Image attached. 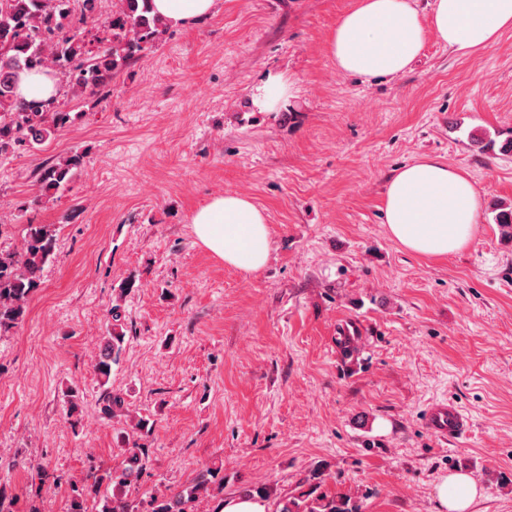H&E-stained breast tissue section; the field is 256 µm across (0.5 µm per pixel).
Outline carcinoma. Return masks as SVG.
Masks as SVG:
<instances>
[{
	"mask_svg": "<svg viewBox=\"0 0 512 512\" xmlns=\"http://www.w3.org/2000/svg\"><path fill=\"white\" fill-rule=\"evenodd\" d=\"M93 24L103 36L87 40L81 29ZM165 22L153 13L152 0H118L106 17L98 0H0V156L31 150L56 132L71 126L78 114L61 109L57 99L26 101L16 94L23 73L50 67L75 98H94L112 85V79L130 63L149 53L162 39ZM85 164V154L72 152L43 167L37 182L45 198L69 188ZM23 245L15 250L0 246V336L24 322L32 296L41 288L45 265L57 246L55 225L32 221L24 225ZM123 331L112 328L96 372L107 383L124 342ZM101 412L107 417L123 409L118 395L105 394ZM144 453L134 445L120 470L94 471L92 482L72 483L67 512H89V501L101 486L112 488L98 512H191L201 496L221 491V468H208L178 489L150 498L139 509L128 488L143 470ZM277 512H359L345 496L321 491V483L278 502Z\"/></svg>",
	"mask_w": 512,
	"mask_h": 512,
	"instance_id": "1",
	"label": "carcinoma"
}]
</instances>
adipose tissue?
<instances>
[{"mask_svg": "<svg viewBox=\"0 0 512 512\" xmlns=\"http://www.w3.org/2000/svg\"><path fill=\"white\" fill-rule=\"evenodd\" d=\"M215 0H153L169 25L183 26L212 14ZM512 27V0H433L422 16L415 0H356L340 16L329 42L337 70L372 80L404 73L422 53L429 32L467 56L493 46ZM481 213V198L469 175L436 157L398 168L389 177L384 217L389 237L420 257L441 259L466 249ZM197 244L225 266L256 273L267 264L271 233L265 214L248 198H212L191 218ZM440 512H472L476 482L456 472L436 486Z\"/></svg>", "mask_w": 512, "mask_h": 512, "instance_id": "adipose-tissue-1", "label": "adipose tissue"}]
</instances>
